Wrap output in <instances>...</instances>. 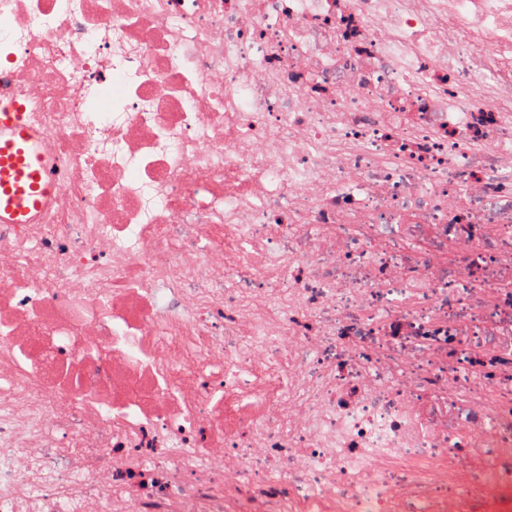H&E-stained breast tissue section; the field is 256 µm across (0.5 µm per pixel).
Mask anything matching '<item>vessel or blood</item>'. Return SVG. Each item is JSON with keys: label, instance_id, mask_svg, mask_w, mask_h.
<instances>
[{"label": "vessel or blood", "instance_id": "obj_1", "mask_svg": "<svg viewBox=\"0 0 512 512\" xmlns=\"http://www.w3.org/2000/svg\"><path fill=\"white\" fill-rule=\"evenodd\" d=\"M45 140L21 103H0V224L36 223L51 200L53 160Z\"/></svg>", "mask_w": 512, "mask_h": 512}]
</instances>
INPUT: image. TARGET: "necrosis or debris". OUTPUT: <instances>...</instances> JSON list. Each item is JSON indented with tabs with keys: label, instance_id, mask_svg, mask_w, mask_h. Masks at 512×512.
Instances as JSON below:
<instances>
[{
	"label": "necrosis or debris",
	"instance_id": "4bbe7bcc",
	"mask_svg": "<svg viewBox=\"0 0 512 512\" xmlns=\"http://www.w3.org/2000/svg\"><path fill=\"white\" fill-rule=\"evenodd\" d=\"M48 135L0 224V512H512V0H0Z\"/></svg>",
	"mask_w": 512,
	"mask_h": 512
}]
</instances>
